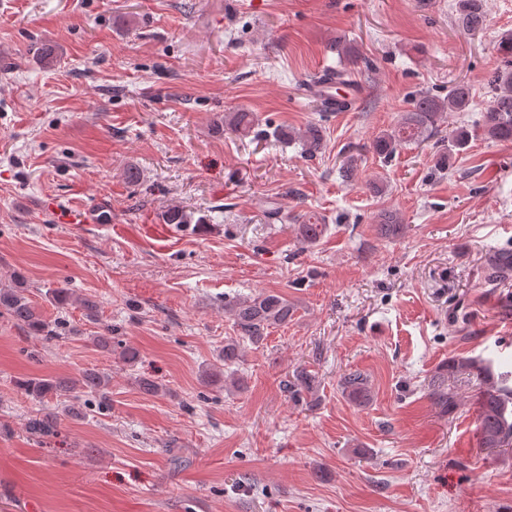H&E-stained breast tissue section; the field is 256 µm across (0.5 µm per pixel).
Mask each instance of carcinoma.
Returning <instances> with one entry per match:
<instances>
[{"label": "carcinoma", "mask_w": 512, "mask_h": 512, "mask_svg": "<svg viewBox=\"0 0 512 512\" xmlns=\"http://www.w3.org/2000/svg\"><path fill=\"white\" fill-rule=\"evenodd\" d=\"M455 12L462 27L469 32L484 29L486 25L485 0H458ZM498 51L502 56V65L488 78V84L494 94L491 104L483 117L484 136L500 142H512V33L502 36L498 43ZM472 103L471 86L466 82L456 83L448 96L441 98L420 91L414 95L413 109L403 113L390 128L382 131L372 141L370 148L383 159H390L396 152L407 145H420L438 134L440 123L445 121L449 112H465ZM228 129L234 133L247 135L253 131L255 117L253 113L240 110L224 116ZM278 137L295 136L303 142L304 152L314 156L322 146L321 128L310 124L304 130L295 133L275 131ZM473 139L469 127L461 125L452 131L450 148L437 154L435 166L441 170L449 167L453 153L467 150ZM165 224L179 227L202 220L194 219L193 213L183 208L172 206L161 215ZM404 229L402 219L393 212H384L379 216L378 230L385 237L397 236ZM326 225L312 216L305 223L298 225L297 235L304 246H311L321 240ZM490 273L495 277H503L512 273V253L500 252L494 255L489 264ZM0 309L14 321L26 326L29 330L52 339L58 336L57 330L51 327L41 312L23 294L22 282L16 281L15 286L0 288ZM224 311L233 320V325L240 337L253 344L265 339L266 331L273 326L288 323L294 314V308L288 300L278 294L261 293L224 305ZM466 371L484 381L479 414L478 429L481 445L484 448H505L512 446V372H493L490 366L480 360L452 359L441 365L428 384V396L434 405L443 412L453 409L456 395L448 390V375ZM109 384V377L95 369L82 372L75 381L55 380L45 377H30L21 382L26 393L38 402L50 396H68L72 393L99 394ZM313 377L306 370H300L284 384L285 392L294 399L301 393L312 388ZM340 387L347 398L358 405L368 403L371 398V387L368 376L360 371H350L340 378ZM62 413L54 408L43 406L31 415L25 429L34 438L42 442L55 438L60 432Z\"/></svg>", "instance_id": "obj_1"}]
</instances>
